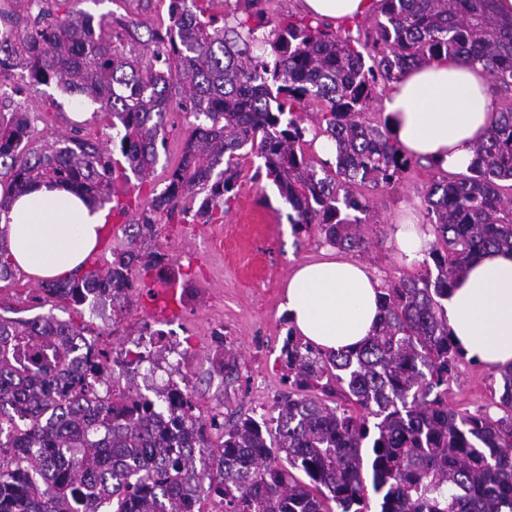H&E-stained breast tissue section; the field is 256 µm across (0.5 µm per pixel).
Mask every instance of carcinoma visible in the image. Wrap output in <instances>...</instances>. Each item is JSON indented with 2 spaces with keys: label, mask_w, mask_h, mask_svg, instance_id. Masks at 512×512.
<instances>
[{
  "label": "carcinoma",
  "mask_w": 512,
  "mask_h": 512,
  "mask_svg": "<svg viewBox=\"0 0 512 512\" xmlns=\"http://www.w3.org/2000/svg\"><path fill=\"white\" fill-rule=\"evenodd\" d=\"M58 0H0V81L51 85L99 104L117 130L108 147L53 136L30 144V113L0 108V212L38 181L71 183L90 201L130 204L116 183H149L167 150L168 122L191 115L179 163L163 192L139 212L112 261L40 284L43 305L112 308L117 327L135 303L142 273L167 279L156 226L189 214H224L237 184L239 151L262 159L255 178L272 181L295 216L347 252L366 249L369 200L360 186L393 187L410 160L388 122L368 117L380 87L442 56L479 64L512 93V19L494 0H379L373 34L355 45L313 17L284 23L247 0L228 28L196 0H170L168 25L149 28L110 13L71 11ZM268 34L258 35L261 29ZM320 104L309 128L301 113ZM336 145L335 162L313 163L307 136ZM467 173L439 178L424 204L435 241L420 277L392 279L378 299L379 328L359 348L324 353L288 330L281 356L288 393L261 419L224 422L176 397L167 411L131 386L100 394L81 369L85 328L52 312L0 316V512H194L203 479L222 512H512V367L500 371L495 418L448 406V383L464 353L443 300L467 266L489 250L512 251V106L492 111ZM8 226L0 227V282L14 276ZM224 385L239 378L235 348L214 356ZM343 394L352 413L328 399ZM301 473L298 478L295 473Z\"/></svg>",
  "instance_id": "1"
}]
</instances>
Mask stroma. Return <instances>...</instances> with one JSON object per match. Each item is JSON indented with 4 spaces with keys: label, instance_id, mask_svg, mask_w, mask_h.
I'll use <instances>...</instances> for the list:
<instances>
[{
    "label": "stroma",
    "instance_id": "stroma-1",
    "mask_svg": "<svg viewBox=\"0 0 512 512\" xmlns=\"http://www.w3.org/2000/svg\"><path fill=\"white\" fill-rule=\"evenodd\" d=\"M168 5L169 0H63L61 9L129 16L152 27L167 20ZM4 100L31 112L37 140L75 127L102 142L112 134L111 117L53 85L4 86L0 102ZM77 112L83 113L82 122L74 121ZM259 163L250 154L242 158L237 197L222 221L197 220L160 228L157 242L168 254L176 279L180 313L175 318L153 316L140 302L125 318V331L116 333L110 317L92 314L88 306L63 303L54 310L57 317L83 324L89 335L102 336L116 346L126 345L147 323L169 332V346L190 363L189 375L201 406L228 417L266 414L274 397L287 392L280 350L290 321L282 307L283 293L298 264L318 259L329 249L318 231L294 234L289 207L277 188L254 177ZM439 176L428 162L415 159L395 187L365 188L371 202L364 221L370 247L360 259L381 282L423 274V263L409 266L400 259L394 229L405 218L429 229L424 196ZM37 293L36 281L16 273L13 281L0 284V315L28 319L40 314L34 301ZM219 328L242 354L240 380L230 390L215 382L211 366V335ZM499 383L496 371L462 359L448 386V405L472 412L491 408Z\"/></svg>",
    "mask_w": 512,
    "mask_h": 512
}]
</instances>
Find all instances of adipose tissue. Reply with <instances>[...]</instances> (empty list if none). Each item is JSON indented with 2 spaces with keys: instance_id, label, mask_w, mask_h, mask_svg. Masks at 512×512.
Masks as SVG:
<instances>
[{
  "instance_id": "1",
  "label": "adipose tissue",
  "mask_w": 512,
  "mask_h": 512,
  "mask_svg": "<svg viewBox=\"0 0 512 512\" xmlns=\"http://www.w3.org/2000/svg\"><path fill=\"white\" fill-rule=\"evenodd\" d=\"M312 16L340 24L367 14L374 0H302ZM403 154L442 168L467 169L490 122L481 66L445 58L405 71L382 101ZM7 225L11 259L33 279L69 275L107 231V212L68 186L39 182L14 199ZM381 283L360 261L327 256L298 266L284 307L295 332L326 352L359 347L378 324ZM448 327L465 356L487 368L512 366V253L474 260L443 302Z\"/></svg>"
}]
</instances>
